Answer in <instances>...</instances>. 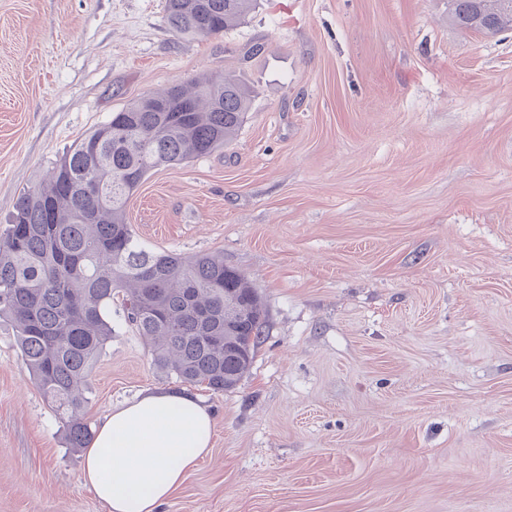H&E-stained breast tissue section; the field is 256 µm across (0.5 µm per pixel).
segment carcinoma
Here are the masks:
<instances>
[{"mask_svg":"<svg viewBox=\"0 0 512 512\" xmlns=\"http://www.w3.org/2000/svg\"><path fill=\"white\" fill-rule=\"evenodd\" d=\"M461 28L512 30V0H450ZM257 0H167L175 34L209 37L245 22ZM251 88L202 75L141 96L70 147L18 198L0 233V318L15 329L32 380L58 415L68 448L92 431L82 406L112 339V306L168 378L214 392L236 388L265 332L255 291L224 259L157 252L126 221L130 178L207 156L237 135Z\"/></svg>","mask_w":512,"mask_h":512,"instance_id":"obj_1","label":"carcinoma"}]
</instances>
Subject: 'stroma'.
Here are the masks:
<instances>
[{"label":"stroma","instance_id":"1","mask_svg":"<svg viewBox=\"0 0 512 512\" xmlns=\"http://www.w3.org/2000/svg\"><path fill=\"white\" fill-rule=\"evenodd\" d=\"M166 0H0V230L132 100L199 75L254 90L236 138L127 204L157 251L223 257L265 334L193 387L213 448L162 512H512V31L448 0H258L182 37ZM112 314L84 414L182 390ZM0 320V512H105Z\"/></svg>","mask_w":512,"mask_h":512}]
</instances>
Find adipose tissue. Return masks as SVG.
<instances>
[{
	"instance_id": "1",
	"label": "adipose tissue",
	"mask_w": 512,
	"mask_h": 512,
	"mask_svg": "<svg viewBox=\"0 0 512 512\" xmlns=\"http://www.w3.org/2000/svg\"><path fill=\"white\" fill-rule=\"evenodd\" d=\"M213 435L211 413L193 394L146 392L105 417L83 450L80 480L108 512H161Z\"/></svg>"
}]
</instances>
